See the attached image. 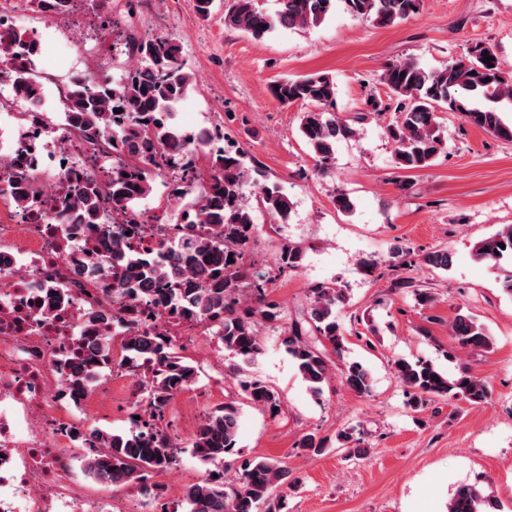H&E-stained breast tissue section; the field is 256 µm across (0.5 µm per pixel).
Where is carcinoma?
Segmentation results:
<instances>
[{"mask_svg": "<svg viewBox=\"0 0 512 512\" xmlns=\"http://www.w3.org/2000/svg\"><path fill=\"white\" fill-rule=\"evenodd\" d=\"M43 14L65 13L70 0H31ZM224 25L256 40L277 30H306L320 26L334 10L336 0H278V9L270 14L258 6V0H225ZM356 18L381 27L394 26L419 12L421 0H344ZM114 49L130 60L124 77L112 85L73 79L63 111L79 128L100 131L117 139L129 157V163L107 172L112 207L129 209L133 218H144L136 210L139 201L149 196L153 179L171 175L172 194L184 197L197 183L199 169L191 150L181 147L182 128L174 121L177 105L193 85L192 75L180 62L181 49L172 38L143 39L134 34L116 43ZM32 38L14 32L0 38V63L14 61L7 73L9 86L20 97L39 101L44 96L40 85L25 81L32 64ZM491 57L483 62V54ZM489 82H484V79ZM380 80L402 106L385 127L395 146L396 168L414 171L432 165L443 152L439 112H457L471 124L490 135L512 141V122L503 113L512 112V75L507 73L494 50L481 42L440 67L428 70L410 57L388 64ZM272 96L283 105L300 103L308 110L300 117L299 132L308 146L317 170L332 171L336 145L355 135L347 121L330 107L336 103V82L325 73L285 78L270 86ZM245 155L232 147L208 149L206 163L210 179L201 205L183 212L184 224H207L205 238L185 237L169 244L132 249L121 236L112 238V253L129 256L117 271V281L133 295L144 293L150 303L172 307L178 318L204 319L215 327V337L225 350L240 360L230 373L238 376L243 366L263 352L259 325L280 330L281 345L293 359L299 374L315 398L333 379L331 355L344 350V328L339 309L348 298L344 289L323 281H312L306 288V307L288 317L279 303L270 297L266 283L254 278L243 256L256 237L254 208L247 187L256 183L262 172L244 163ZM256 200L273 219L286 222L292 209L288 196L275 184L259 187ZM74 207L84 215L85 223L99 220L101 200L93 181L87 180L73 199ZM474 256L496 264L512 262V224L477 241ZM306 259V248L285 241L275 256L279 273L296 272ZM421 262L431 268L449 270L452 255L446 248L424 254ZM395 289H410L421 306L433 302L431 292L416 287L411 277L394 282ZM458 349L487 350L492 340L474 316L459 314L449 328ZM110 337L102 333L92 344L77 353L83 362L109 356ZM125 364L128 370L147 368V379L135 380V406L144 418L133 420L128 434L99 429L77 433L87 452L82 469L100 484L136 489L148 498L144 507L159 499V484L150 483L153 475L168 469L175 459L176 440L157 426L171 400L190 389L197 381V369L185 361L176 344L161 336L139 333L128 337ZM397 379L408 394L407 405L414 411L423 408L432 397L461 399L471 405L487 402L492 396L489 383L464 367L450 377L433 365L419 360L398 359L393 364ZM343 384L360 395H369L373 378L358 361H346L340 368ZM241 390L254 406L276 416L281 408L280 393L265 382L239 380ZM240 421L239 407L226 403L208 411L192 437V454L202 462H216L234 453ZM294 487L285 463L268 458L245 465L240 481L231 483L208 476L186 486L183 500L188 512H276L279 504L273 495ZM496 504L476 485H460L448 501V512H494Z\"/></svg>", "mask_w": 512, "mask_h": 512, "instance_id": "obj_1", "label": "carcinoma"}]
</instances>
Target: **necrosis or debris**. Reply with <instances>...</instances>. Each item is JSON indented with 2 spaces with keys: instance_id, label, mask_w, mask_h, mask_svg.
I'll list each match as a JSON object with an SVG mask.
<instances>
[{
  "instance_id": "4bbe7bcc",
  "label": "necrosis or debris",
  "mask_w": 512,
  "mask_h": 512,
  "mask_svg": "<svg viewBox=\"0 0 512 512\" xmlns=\"http://www.w3.org/2000/svg\"><path fill=\"white\" fill-rule=\"evenodd\" d=\"M126 161L96 132L53 123L18 95L0 97V512H112L121 493L91 494L71 478L81 453L73 429H87L88 416L110 405L129 377L136 303L111 281L121 261L109 239L126 233L145 245L209 232L172 223L163 208L131 223L128 211L110 206L105 183L99 223L83 224L67 201L77 179H100ZM16 187L27 194V215L10 204ZM99 330L110 336L111 354L89 371L106 379L69 407L74 349Z\"/></svg>"
}]
</instances>
